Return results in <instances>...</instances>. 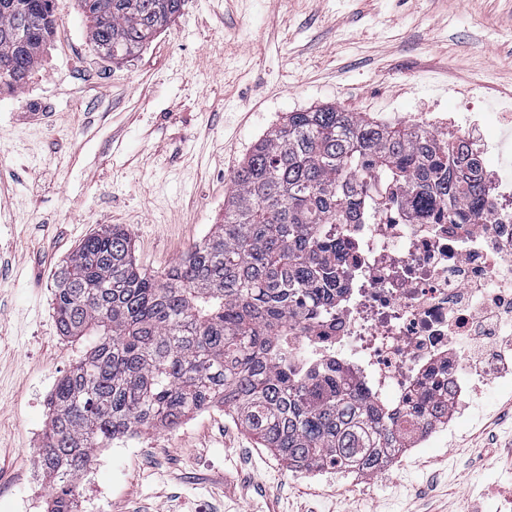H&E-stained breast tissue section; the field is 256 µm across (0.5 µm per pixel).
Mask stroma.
<instances>
[{
    "instance_id": "obj_1",
    "label": "stroma",
    "mask_w": 512,
    "mask_h": 512,
    "mask_svg": "<svg viewBox=\"0 0 512 512\" xmlns=\"http://www.w3.org/2000/svg\"><path fill=\"white\" fill-rule=\"evenodd\" d=\"M22 89L0 87V512H49L35 455L56 383L81 354L57 332L55 271L104 224L160 273L224 216L230 176L285 113L333 105L387 123L445 119L485 81L512 166V0H184L138 55L93 48L76 0ZM481 416L448 443L336 481L291 471L224 408L97 452L76 512H512V395L483 375ZM493 426L497 452L475 438Z\"/></svg>"
}]
</instances>
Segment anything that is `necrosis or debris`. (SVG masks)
<instances>
[{"label":"necrosis or debris","mask_w":512,"mask_h":512,"mask_svg":"<svg viewBox=\"0 0 512 512\" xmlns=\"http://www.w3.org/2000/svg\"><path fill=\"white\" fill-rule=\"evenodd\" d=\"M484 187V218L474 224H415L395 205L345 225L349 288L309 335L288 339L299 364L349 368L397 415L423 390L447 387L448 412L419 435L421 448L476 417L468 344L493 343L512 326V174L486 170Z\"/></svg>","instance_id":"4bbe7bcc"}]
</instances>
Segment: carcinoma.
Masks as SVG:
<instances>
[{"mask_svg": "<svg viewBox=\"0 0 512 512\" xmlns=\"http://www.w3.org/2000/svg\"><path fill=\"white\" fill-rule=\"evenodd\" d=\"M183 0H78L89 40L114 63L139 53ZM54 0H0V85L22 87L56 26ZM419 224H472L484 206L476 159L438 131L333 106L288 113L230 178L224 218L161 274L132 237L104 224L56 272L60 335L84 356L57 383L35 464L50 512H73L97 449L222 406L294 470L369 474L408 447L448 404L429 391L397 422L342 368L301 372L288 337L311 331L349 285L338 224H366L393 202Z\"/></svg>", "mask_w": 512, "mask_h": 512, "instance_id": "carcinoma-1", "label": "carcinoma"}]
</instances>
